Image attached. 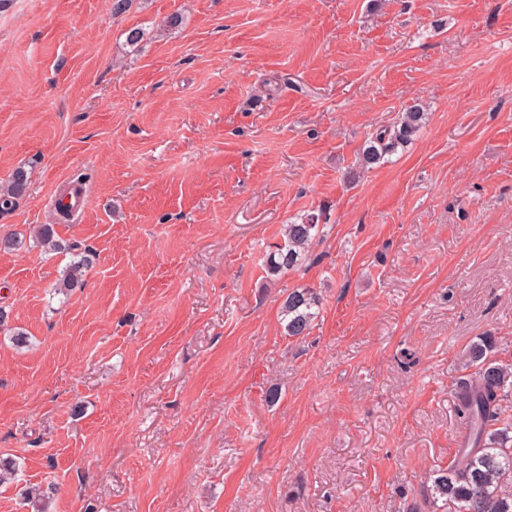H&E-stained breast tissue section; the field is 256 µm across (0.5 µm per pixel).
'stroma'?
Segmentation results:
<instances>
[{
  "instance_id": "35a3bbf8",
  "label": "stroma",
  "mask_w": 512,
  "mask_h": 512,
  "mask_svg": "<svg viewBox=\"0 0 512 512\" xmlns=\"http://www.w3.org/2000/svg\"><path fill=\"white\" fill-rule=\"evenodd\" d=\"M419 101L418 136L361 168ZM20 167L0 512L32 486L48 512H432L466 349L491 333L512 362V0H0V181ZM309 213L305 261L267 278ZM300 287L322 305L292 338ZM320 225L315 213L306 214L300 222L286 224L281 242L266 254L264 269L267 277H278L296 268L319 235ZM90 256L80 257L74 261L66 271L64 277L58 284L59 291H72L76 288H82L84 285L85 270L89 266ZM320 306L321 300L314 288L293 289L281 306L286 335L289 337L307 335L312 322L319 315Z\"/></svg>"
}]
</instances>
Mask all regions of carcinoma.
<instances>
[{
	"mask_svg": "<svg viewBox=\"0 0 512 512\" xmlns=\"http://www.w3.org/2000/svg\"><path fill=\"white\" fill-rule=\"evenodd\" d=\"M429 120L425 107L416 103L406 109L399 122L377 132L364 146L360 165L372 168L385 163L386 156L411 142ZM28 189L25 170H15L0 185V213L11 212ZM319 216L309 213L285 226L281 242L266 254L264 269L270 278L296 268L319 235ZM36 241L51 250L61 248L54 226L40 224ZM90 258L74 261L58 284L60 291L84 285ZM321 300L310 287L292 290L281 306L284 330L289 337L305 336L318 317ZM497 338L482 336L466 353V367L474 368L456 390V411L466 421L468 434L457 461L436 471L428 489L432 503L455 506V512H512V418L503 403L512 399V363L495 358Z\"/></svg>",
	"mask_w": 512,
	"mask_h": 512,
	"instance_id": "obj_1",
	"label": "carcinoma"
}]
</instances>
